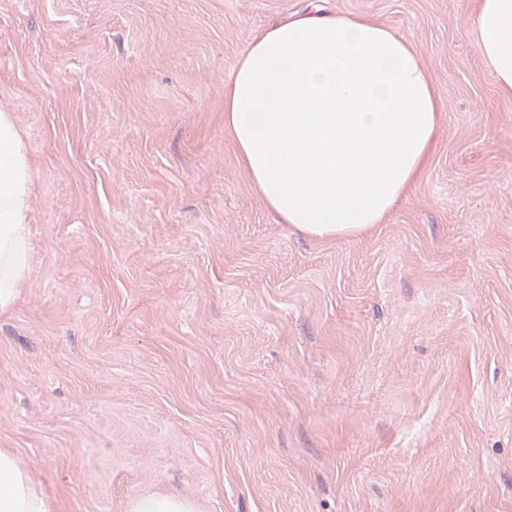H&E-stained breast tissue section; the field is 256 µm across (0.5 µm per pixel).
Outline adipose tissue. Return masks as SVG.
Returning a JSON list of instances; mask_svg holds the SVG:
<instances>
[{"label":"adipose tissue","mask_w":512,"mask_h":512,"mask_svg":"<svg viewBox=\"0 0 512 512\" xmlns=\"http://www.w3.org/2000/svg\"><path fill=\"white\" fill-rule=\"evenodd\" d=\"M472 24L512 96V0H474ZM441 108L404 36L320 0L254 33L224 85V127L250 183L283 223L323 239L383 222L429 162ZM34 186L23 131L0 108V316L30 272ZM0 512H58L11 448H0Z\"/></svg>","instance_id":"obj_1"}]
</instances>
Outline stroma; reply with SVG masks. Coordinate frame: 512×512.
Masks as SVG:
<instances>
[{"label": "stroma", "instance_id": "35a3bbf8", "mask_svg": "<svg viewBox=\"0 0 512 512\" xmlns=\"http://www.w3.org/2000/svg\"><path fill=\"white\" fill-rule=\"evenodd\" d=\"M327 5L406 37L443 102L408 192L334 240L224 129L248 37L304 0H0L36 162L0 448L60 512H512V96L472 0ZM193 504L182 497L162 494L150 495L137 500L133 512H195Z\"/></svg>", "mask_w": 512, "mask_h": 512}]
</instances>
